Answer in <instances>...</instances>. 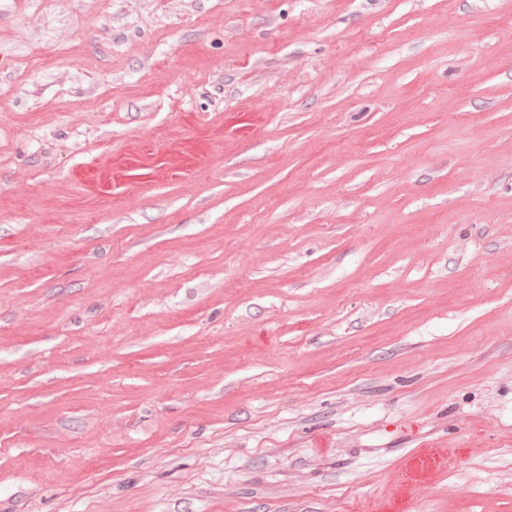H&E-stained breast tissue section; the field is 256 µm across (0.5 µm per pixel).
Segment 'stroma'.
<instances>
[{
  "label": "stroma",
  "instance_id": "35a3bbf8",
  "mask_svg": "<svg viewBox=\"0 0 512 512\" xmlns=\"http://www.w3.org/2000/svg\"><path fill=\"white\" fill-rule=\"evenodd\" d=\"M0 512H512V0H0Z\"/></svg>",
  "mask_w": 512,
  "mask_h": 512
}]
</instances>
